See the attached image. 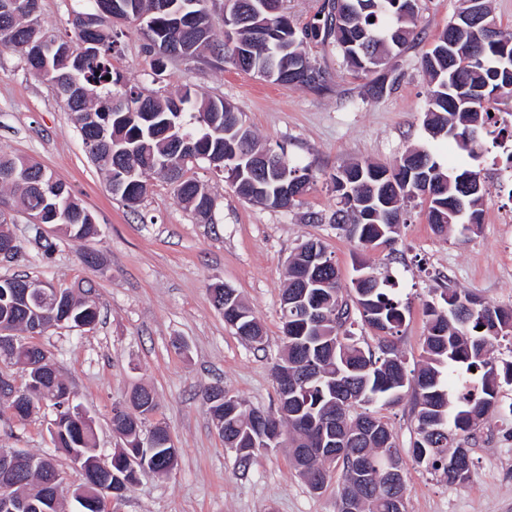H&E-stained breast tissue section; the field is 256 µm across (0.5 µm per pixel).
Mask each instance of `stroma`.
<instances>
[{"instance_id":"1","label":"stroma","mask_w":512,"mask_h":512,"mask_svg":"<svg viewBox=\"0 0 512 512\" xmlns=\"http://www.w3.org/2000/svg\"><path fill=\"white\" fill-rule=\"evenodd\" d=\"M38 5L43 28L64 38L86 0H39ZM462 5L463 0H419L415 40L389 58L396 84L380 97L368 93L371 75L351 71L328 43L304 47L331 77L330 91L319 95L225 63L176 59L154 72L139 22L118 26L114 71L150 90L173 94L187 86L200 98H224L261 143L293 162L328 173L362 159L389 166L407 148L425 146L453 166L480 171L486 195L478 226L437 235L427 221L426 203L417 199L407 206L395 244L367 250L330 223L336 196L323 180L311 185L302 205L274 210L242 200L223 174L198 162L186 175L214 199L212 223L199 222L178 203L157 173L147 175L141 205L128 208L110 193L51 85L33 75L18 53L0 49V153L29 158L71 187L97 219L99 235L89 246L101 259L100 266L85 265L80 244L59 225L39 231L17 211L8 227L19 252L11 259L0 256V278L25 274L78 297L91 290L100 310L93 329L58 326L35 342L92 418L101 457L121 448L110 428L112 408L126 403L138 386L154 393L152 421L167 427L178 450L171 472L141 477L114 512H339L340 464H331L330 477L317 492L296 472L290 448L259 454L240 466L203 399L205 388L218 383L246 407L276 409L273 367L283 354L281 296L288 260L305 241L325 245L343 296L352 294L358 264L391 279L406 308L395 343L411 368L423 354L424 305L439 300L443 289L512 305V223L502 221L512 211L506 193L512 166L495 145L473 160L449 139L431 138L424 126L428 79L419 58ZM46 241L53 243L52 253H44ZM217 285L234 289L252 310L265 331L262 346L243 341L225 323L211 302ZM377 412L401 450L407 512H512L511 386L502 387L496 408L470 440L471 476L461 485L415 464L412 395ZM52 418L51 407L42 404L21 424L1 416L0 448L38 455L51 451Z\"/></svg>"}]
</instances>
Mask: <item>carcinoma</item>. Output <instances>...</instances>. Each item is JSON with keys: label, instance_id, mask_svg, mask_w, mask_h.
I'll return each instance as SVG.
<instances>
[{"label": "carcinoma", "instance_id": "obj_1", "mask_svg": "<svg viewBox=\"0 0 512 512\" xmlns=\"http://www.w3.org/2000/svg\"><path fill=\"white\" fill-rule=\"evenodd\" d=\"M90 9L72 20L75 39L66 40L44 30L39 22L37 0H0V48L22 54L29 70L49 82L68 111L81 119L93 112L97 122L81 127L82 142L91 160L107 175V184L134 174L146 195V174L163 172L178 202L193 213L210 220L214 206L198 182L185 176L188 160L176 153V141L185 137L196 143L198 160L224 159L220 171L242 199L273 208L296 207L303 197L286 196L285 186L298 182L307 188L318 177L310 165H290L284 156L273 154L268 173L258 175L249 168L251 156L268 151L245 127L241 113L220 98H198L188 87L172 96L154 91L144 93L132 82L112 71V53L119 32L115 24L122 18L144 19L146 50L154 65H165L168 48L187 46L185 60L229 63L288 88L305 87L316 94L330 88L329 73L310 61L303 44L318 38L331 39L346 66L355 72L380 69L371 94L381 95L395 78L383 69L396 49L413 41V23L418 0H327L323 17L304 29H297L284 13L283 0H230L226 15L239 16L232 34L197 43L187 37L180 22L187 15L210 29L213 26L210 0H175L168 13H156V0H87ZM431 88L425 124L433 135H446L457 147L475 158L487 140L497 142L496 121L489 112L498 111L504 96L512 97V30H505L490 16L486 0H463V7L448 21L430 48L421 57ZM111 79H106V76ZM54 180L65 189L67 202L58 224L69 228V236L96 237L98 225L74 199L70 187L40 165L20 156H0V184L10 187L13 202L31 216L45 210L39 191L41 180ZM336 193L337 209L330 222L337 225L361 247L391 245L403 223L404 207L421 197L427 203V220L433 231L446 235L461 222L480 224L485 186L480 172L461 171L440 160L430 149L407 151L394 167L367 161L351 163L329 177ZM300 246L288 262L290 293L301 285L305 273ZM365 277L353 281V299L342 296L336 267L319 270L307 292V300L326 313L315 336L298 329L288 330L285 355L275 369L298 372L306 385L294 398H278L276 412L246 408L237 401V411L229 415L224 400L208 404L212 416L224 423V445L238 448L242 466H247L261 441L255 421L280 425V441L292 448L294 466L306 483L317 473L329 477L326 459L307 456L312 429L306 420L321 422L336 416V432L345 451L334 458L341 463L342 485L339 499L349 509L340 512H392L390 492L377 486L359 484L354 477V461L362 459L368 468L399 457V449L387 423L368 409L353 412L355 405L399 402L408 390L416 400V438L412 445L415 462L444 475L450 484L469 480L472 449L463 447L473 430L496 407L502 384L512 385V362L498 366L490 357L501 339L512 338V307L493 306L481 298L447 288L441 301L427 304L428 331L418 368L399 372L393 361L406 360L388 337L398 333L404 308L384 288V280L368 266ZM25 283L14 277L0 279V331H30L34 322L27 312L13 305V291ZM357 310L361 321L383 336L378 350L360 345L352 331ZM238 327L246 331L244 340L253 342L263 332L257 318L238 303ZM97 320L96 303L91 298L75 302L72 319ZM483 330H477V327ZM12 364L26 373V382L39 385L25 397L27 412L45 401L55 409V449L69 457L84 456L86 467L80 487L87 497L97 492L112 461L96 453L94 428L71 416L69 387L47 375L43 368L26 366L22 353ZM295 412L305 422L288 424L284 415ZM113 428L127 435L122 452L138 451V435L127 419H111ZM32 463L0 461V479L7 477L13 492L21 497L52 473H59L55 460L31 455Z\"/></svg>", "mask_w": 512, "mask_h": 512}]
</instances>
